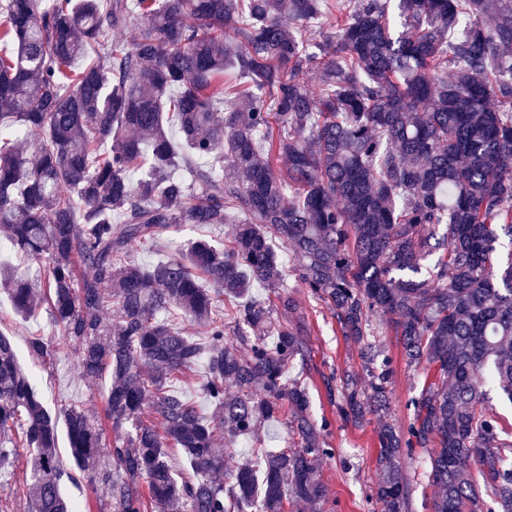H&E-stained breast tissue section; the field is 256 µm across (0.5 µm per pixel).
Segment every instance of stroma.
I'll return each instance as SVG.
<instances>
[{
	"mask_svg": "<svg viewBox=\"0 0 512 512\" xmlns=\"http://www.w3.org/2000/svg\"><path fill=\"white\" fill-rule=\"evenodd\" d=\"M210 233L208 227L183 224L156 244L136 248L131 258L141 264H155L178 255L193 239ZM279 257L284 284L288 293L297 300L306 324L304 356L288 367L285 377L290 381L299 380L307 387L311 413L315 421L326 422L322 439L326 447L333 450L332 455L323 458L319 465L320 479L326 487L322 512H367V499L380 479L376 456L381 423L372 416L358 424L343 420L336 412V399L330 396L326 385L327 377L333 373L348 371L356 374L360 386H367L360 347L342 336L324 303L298 287L288 253L280 252ZM373 322L377 329V345L393 359L392 403L388 420L401 431L413 414L408 406L409 399L432 380L434 369L425 360L406 365L399 338L388 319L377 316ZM0 331L12 340L21 365L35 374L36 388L49 411H56L58 400L65 398L84 405L95 414H103L105 382L80 376L78 354L59 336L48 310L26 318L17 316L9 295L0 291ZM34 336L51 342L54 349L51 363L43 365L31 358L28 341ZM291 438L284 419L272 420L266 424L260 439L237 437L224 442V467L233 469L238 457L248 454L252 448H282ZM403 465L414 478L410 512H432L435 488L426 477L429 468L427 449H414L410 455L404 456Z\"/></svg>",
	"mask_w": 512,
	"mask_h": 512,
	"instance_id": "stroma-1",
	"label": "stroma"
}]
</instances>
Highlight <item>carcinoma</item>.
I'll return each mask as SVG.
<instances>
[{
    "instance_id": "carcinoma-1",
    "label": "carcinoma",
    "mask_w": 512,
    "mask_h": 512,
    "mask_svg": "<svg viewBox=\"0 0 512 512\" xmlns=\"http://www.w3.org/2000/svg\"><path fill=\"white\" fill-rule=\"evenodd\" d=\"M0 14V232L38 265L0 267V288L22 317L48 306L81 377L109 381L120 433L106 443L72 402L52 415L0 333V468L25 450L31 512H78L61 489L60 416L71 469L93 474L108 512L324 501L329 449L284 378L304 355L280 323L296 301L248 298L281 286L275 240L361 344L369 390L336 376L341 418L390 411L374 315L407 364L436 369L406 431L378 432L370 512H408L400 460L414 448L431 449L432 512H512V430L483 390L512 403V253L498 250L512 238V0H3ZM181 224L234 228L155 265L130 259ZM28 349L53 356L39 337ZM201 362L209 414L171 386ZM283 411L297 444L214 478L220 440ZM172 445L195 482H179Z\"/></svg>"
}]
</instances>
